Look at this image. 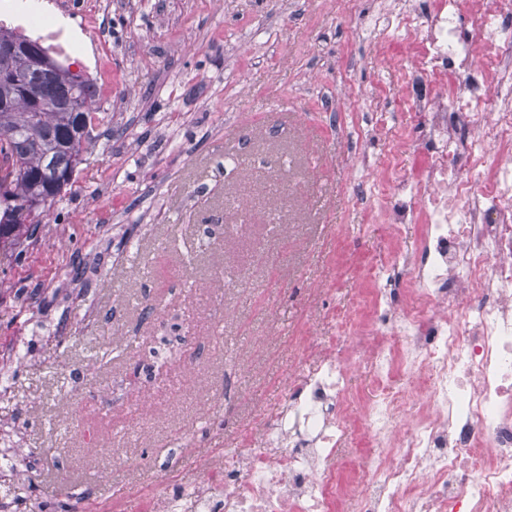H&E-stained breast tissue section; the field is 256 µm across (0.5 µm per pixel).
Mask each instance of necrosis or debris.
I'll return each instance as SVG.
<instances>
[{"mask_svg":"<svg viewBox=\"0 0 512 512\" xmlns=\"http://www.w3.org/2000/svg\"><path fill=\"white\" fill-rule=\"evenodd\" d=\"M416 130L387 184H354L384 224L417 223L365 319L305 337L313 367L292 383L261 446L215 449L192 492L169 476L145 512H512V0H390ZM16 30L71 56L75 31L24 15ZM363 352L366 406L349 386ZM360 422L363 464L336 482V449Z\"/></svg>","mask_w":512,"mask_h":512,"instance_id":"4bbe7bcc","label":"necrosis or debris"}]
</instances>
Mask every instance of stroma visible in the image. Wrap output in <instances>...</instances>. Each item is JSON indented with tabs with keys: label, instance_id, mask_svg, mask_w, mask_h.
I'll list each match as a JSON object with an SVG mask.
<instances>
[{
	"label": "stroma",
	"instance_id": "1",
	"mask_svg": "<svg viewBox=\"0 0 512 512\" xmlns=\"http://www.w3.org/2000/svg\"><path fill=\"white\" fill-rule=\"evenodd\" d=\"M100 2L112 51L82 41L112 78L109 133L34 238L0 249V344L26 351L0 389V437L29 473L0 468L17 512H94L171 470L189 488L238 425L260 443L298 324L340 335L360 269L388 257L350 185L414 126L379 54L397 19L374 0H356L375 15L358 30L331 0ZM340 79L343 120L380 121L367 171L327 132ZM179 425L196 436L183 452Z\"/></svg>",
	"mask_w": 512,
	"mask_h": 512
}]
</instances>
